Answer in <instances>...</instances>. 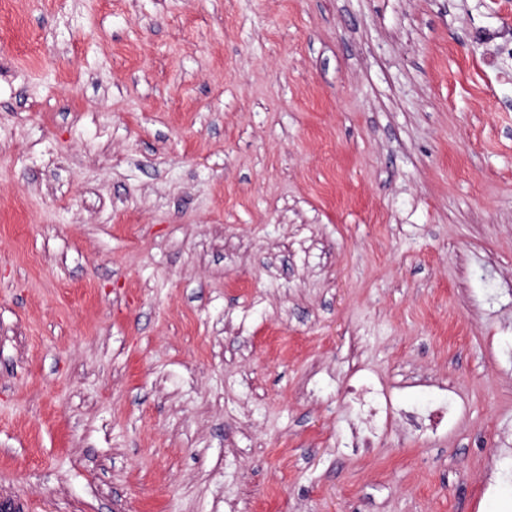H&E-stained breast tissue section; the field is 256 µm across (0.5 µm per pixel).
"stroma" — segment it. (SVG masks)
<instances>
[{
    "mask_svg": "<svg viewBox=\"0 0 512 512\" xmlns=\"http://www.w3.org/2000/svg\"><path fill=\"white\" fill-rule=\"evenodd\" d=\"M483 28L512 0H0V500L512 512Z\"/></svg>",
    "mask_w": 512,
    "mask_h": 512,
    "instance_id": "obj_1",
    "label": "stroma"
}]
</instances>
